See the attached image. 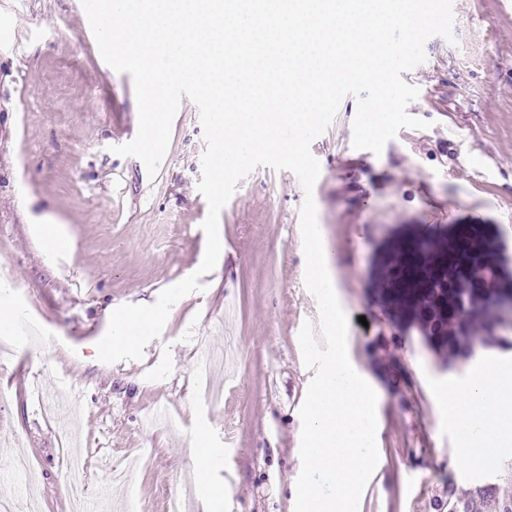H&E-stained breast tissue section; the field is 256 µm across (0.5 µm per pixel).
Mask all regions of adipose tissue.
<instances>
[{"instance_id":"1","label":"adipose tissue","mask_w":512,"mask_h":512,"mask_svg":"<svg viewBox=\"0 0 512 512\" xmlns=\"http://www.w3.org/2000/svg\"><path fill=\"white\" fill-rule=\"evenodd\" d=\"M438 400L458 431L455 454L462 464H470L475 449L512 446V376L498 366L447 385Z\"/></svg>"}]
</instances>
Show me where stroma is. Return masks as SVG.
Here are the masks:
<instances>
[{
  "label": "stroma",
  "mask_w": 512,
  "mask_h": 512,
  "mask_svg": "<svg viewBox=\"0 0 512 512\" xmlns=\"http://www.w3.org/2000/svg\"><path fill=\"white\" fill-rule=\"evenodd\" d=\"M455 41L435 36L426 60L403 73L419 96L381 154L352 145L356 100H342L311 144L320 165L313 196L334 246L338 298L349 318L351 358L379 391V464L358 512H434L448 482L497 477L512 447L459 465L457 432L433 390L466 381L491 349L465 361L436 355L382 296L375 268L403 236L440 237L480 225L512 273V0H454ZM15 20L0 33V303L22 327L0 336V368L23 385L0 390V479L31 463L43 512H71L63 487V428L86 462L85 506L164 512L160 490L186 512H215L197 485L193 443L207 433L224 462L210 471L233 512H294L301 420L312 377L298 334L317 321L304 283L299 209L287 170L244 177L219 216L221 255L201 291L171 309L138 360L106 364L96 344L112 312L148 305L197 271L208 204L198 192L205 149L199 111L183 100L166 152L149 178L113 153L138 130L130 74L101 58L81 0H0ZM58 224L67 249L44 253L38 226ZM224 393L212 406L198 374ZM134 468L132 483L114 468Z\"/></svg>",
  "instance_id": "35a3bbf8"
}]
</instances>
